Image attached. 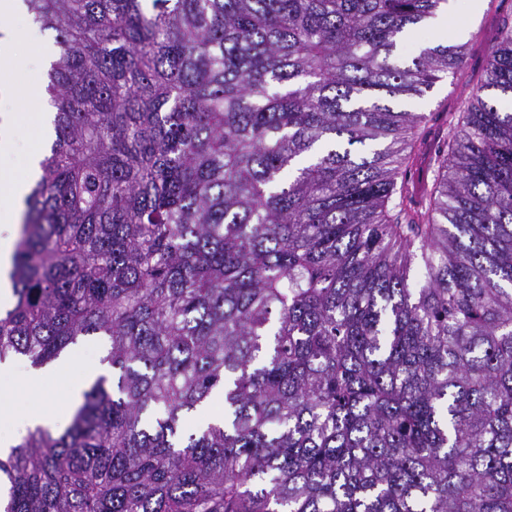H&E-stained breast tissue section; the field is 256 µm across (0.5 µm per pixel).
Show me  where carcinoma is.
<instances>
[{
  "label": "carcinoma",
  "instance_id": "1",
  "mask_svg": "<svg viewBox=\"0 0 512 512\" xmlns=\"http://www.w3.org/2000/svg\"><path fill=\"white\" fill-rule=\"evenodd\" d=\"M444 0H23L58 52L0 363L112 375L0 512H512V24L419 192ZM223 396L197 427L187 415ZM71 347L68 349V351L74 348L79 349V357L82 362L98 361L100 364H102L101 360L107 354V349L109 346L107 340L103 336H86L81 338L77 345L73 346L72 348ZM84 353L89 357L88 359L83 357Z\"/></svg>",
  "mask_w": 512,
  "mask_h": 512
}]
</instances>
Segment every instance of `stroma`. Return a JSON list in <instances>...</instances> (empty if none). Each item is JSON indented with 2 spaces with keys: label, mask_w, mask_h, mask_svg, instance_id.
Returning <instances> with one entry per match:
<instances>
[{
  "label": "stroma",
  "mask_w": 512,
  "mask_h": 512,
  "mask_svg": "<svg viewBox=\"0 0 512 512\" xmlns=\"http://www.w3.org/2000/svg\"><path fill=\"white\" fill-rule=\"evenodd\" d=\"M448 25L441 28L429 25L424 32L411 36L399 48L400 60H407L419 50L436 41L465 42L471 33L480 32L482 41L470 50L465 64L457 70L442 75L433 87L420 99L410 102L408 111L431 115L432 120L424 129L417 144L410 174L414 179L432 182L431 154L439 139L445 136L448 116L459 109L461 100L484 78L487 52L494 44L503 22L512 23V0H482L479 13H472L469 0H448ZM13 149L0 159V168L10 177L25 179L27 159L31 149L41 147L42 141L36 130L26 124L14 131Z\"/></svg>",
  "instance_id": "1"
}]
</instances>
